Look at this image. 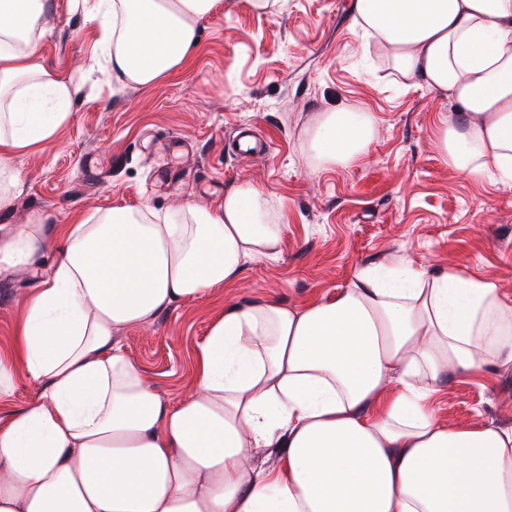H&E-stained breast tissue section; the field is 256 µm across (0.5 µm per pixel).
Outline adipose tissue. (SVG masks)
<instances>
[{"mask_svg":"<svg viewBox=\"0 0 512 512\" xmlns=\"http://www.w3.org/2000/svg\"><path fill=\"white\" fill-rule=\"evenodd\" d=\"M220 0H97L120 85L182 66ZM354 21L406 81L448 97L434 145L449 169L512 184V0H353ZM46 0H0V176L50 140L71 81L40 61ZM377 135L357 106L306 132L320 167L358 165ZM284 227L252 181L222 210L118 206L61 227L0 225V272L54 257L7 357L44 397L0 421V512H512V427L448 424L449 377L512 371V302L457 267L359 270L287 306H225L194 354L193 393L161 399L117 335L275 258Z\"/></svg>","mask_w":512,"mask_h":512,"instance_id":"ef3b65f1","label":"adipose tissue"}]
</instances>
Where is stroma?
Wrapping results in <instances>:
<instances>
[{
  "label": "stroma",
  "instance_id": "1",
  "mask_svg": "<svg viewBox=\"0 0 512 512\" xmlns=\"http://www.w3.org/2000/svg\"><path fill=\"white\" fill-rule=\"evenodd\" d=\"M93 4L48 0L40 54L75 93L52 139L11 158L19 186L0 223L25 224L41 211L69 224L146 200L159 210L188 201L215 210L251 180L285 226L275 259L249 262L236 282L120 331L123 350L165 402L190 393L194 352L228 304L273 298L299 307L388 260L453 263L512 295V186L448 169L432 134L437 112L454 104L365 51L352 0H278L266 11L222 0L200 21L189 63L145 91L116 87L99 70ZM350 104L377 120L368 155L354 167H314L306 129ZM240 128L267 142L268 153L241 155ZM46 276L43 268L0 274V351L12 347L28 296ZM437 416L512 426V374L452 378Z\"/></svg>",
  "mask_w": 512,
  "mask_h": 512
}]
</instances>
